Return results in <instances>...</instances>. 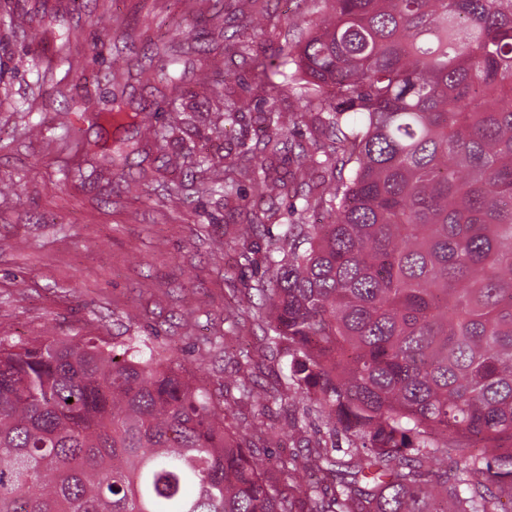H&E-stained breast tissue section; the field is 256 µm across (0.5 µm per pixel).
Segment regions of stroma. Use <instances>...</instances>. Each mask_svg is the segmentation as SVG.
<instances>
[{"label": "stroma", "instance_id": "35a3bbf8", "mask_svg": "<svg viewBox=\"0 0 512 512\" xmlns=\"http://www.w3.org/2000/svg\"><path fill=\"white\" fill-rule=\"evenodd\" d=\"M0 29V177L23 191L0 196V337L26 343L38 336H146L172 348L213 400H231L240 432L277 468L281 458L331 443L347 447L309 412L302 394L289 393L264 417L265 433L250 424L255 412L234 403V382L282 387L284 360L265 347L249 318L250 298L267 278L266 258L284 224L293 220L295 198L280 197L277 212L257 235L240 229L256 195L250 179L238 182L236 200L207 193L213 179L242 163L244 149L260 153L255 117L268 104L298 116L293 142L313 136L301 104L285 87L270 90L254 78V56L278 53L283 36L245 30L247 19L312 16V0H252L242 16L236 0H8ZM112 20L100 39L98 16ZM65 26H57V19ZM41 34L27 41L34 20ZM79 33L67 57L56 50L67 32ZM50 61L44 75L29 64L31 51ZM177 60L178 82L160 80ZM122 94L137 118L126 134L141 140L146 126H177L179 106L202 117L187 145L210 155L212 170L188 176L166 167L158 151H134L104 160V178L77 180L68 170L57 126L74 97L88 100L83 135L95 139V113L107 91ZM245 103L236 124H225L216 98ZM223 337L224 350L208 341ZM253 354L238 363L239 349Z\"/></svg>", "mask_w": 512, "mask_h": 512}]
</instances>
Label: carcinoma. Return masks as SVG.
Returning <instances> with one entry per match:
<instances>
[{"instance_id": "cac0c4a2", "label": "carcinoma", "mask_w": 512, "mask_h": 512, "mask_svg": "<svg viewBox=\"0 0 512 512\" xmlns=\"http://www.w3.org/2000/svg\"><path fill=\"white\" fill-rule=\"evenodd\" d=\"M260 85L298 91L326 139L293 194L252 317L285 389L355 437L276 480L182 365L147 338H0V512H509L512 505V0H322ZM132 118L110 93L96 119ZM263 152L291 129L261 112ZM77 162L99 144L74 124ZM324 209L328 224L309 213ZM238 400L276 399L251 382Z\"/></svg>"}]
</instances>
